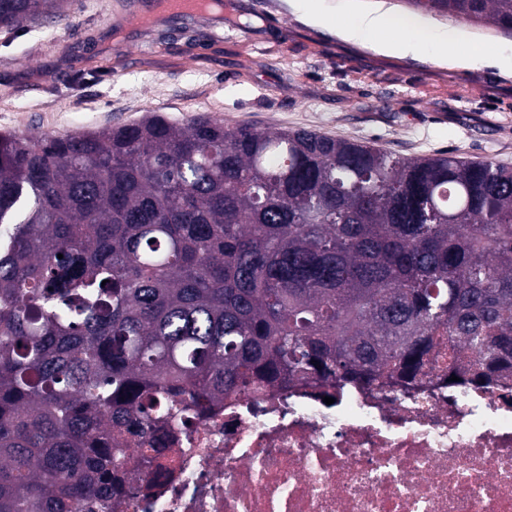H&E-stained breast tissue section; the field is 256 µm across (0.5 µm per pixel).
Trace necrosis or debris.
I'll list each match as a JSON object with an SVG mask.
<instances>
[{
	"label": "necrosis or debris",
	"mask_w": 512,
	"mask_h": 512,
	"mask_svg": "<svg viewBox=\"0 0 512 512\" xmlns=\"http://www.w3.org/2000/svg\"><path fill=\"white\" fill-rule=\"evenodd\" d=\"M314 381L237 395L140 460L113 512H512V386Z\"/></svg>",
	"instance_id": "necrosis-or-debris-1"
}]
</instances>
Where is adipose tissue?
I'll return each instance as SVG.
<instances>
[{
    "mask_svg": "<svg viewBox=\"0 0 512 512\" xmlns=\"http://www.w3.org/2000/svg\"><path fill=\"white\" fill-rule=\"evenodd\" d=\"M296 15L342 38L387 53H436L449 66L480 70L491 68L512 76V45L487 48L466 39L453 27H433L417 16L398 15L383 0L368 9L343 16L331 13L326 0H289Z\"/></svg>",
    "mask_w": 512,
    "mask_h": 512,
    "instance_id": "adipose-tissue-1",
    "label": "adipose tissue"
}]
</instances>
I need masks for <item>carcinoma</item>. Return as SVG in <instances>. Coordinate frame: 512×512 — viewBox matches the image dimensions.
<instances>
[{"label": "carcinoma", "mask_w": 512, "mask_h": 512, "mask_svg": "<svg viewBox=\"0 0 512 512\" xmlns=\"http://www.w3.org/2000/svg\"><path fill=\"white\" fill-rule=\"evenodd\" d=\"M62 0H0L13 29ZM512 32V0H413ZM63 258H57V255ZM512 372V169L307 130L0 133V512H110L233 394Z\"/></svg>", "instance_id": "carcinoma-1"}]
</instances>
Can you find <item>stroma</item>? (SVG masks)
Instances as JSON below:
<instances>
[{
  "label": "stroma",
  "instance_id": "35a3bbf8",
  "mask_svg": "<svg viewBox=\"0 0 512 512\" xmlns=\"http://www.w3.org/2000/svg\"><path fill=\"white\" fill-rule=\"evenodd\" d=\"M190 30L156 10L125 28L118 0H65L64 20L0 29V132L65 135L160 112L313 130L403 157L512 167V78L386 56L308 25L286 0H233Z\"/></svg>",
  "mask_w": 512,
  "mask_h": 512
}]
</instances>
